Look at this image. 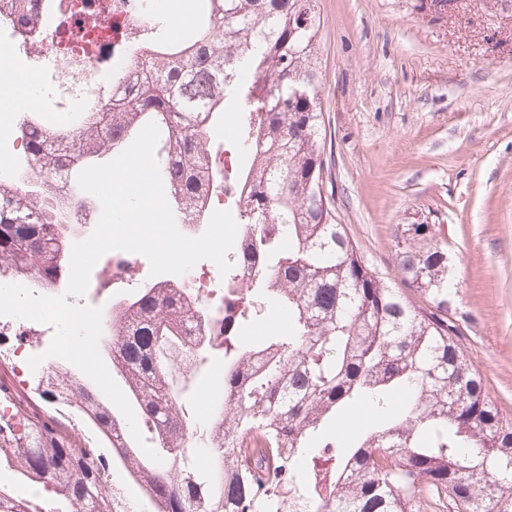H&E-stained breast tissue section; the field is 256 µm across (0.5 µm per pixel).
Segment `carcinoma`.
<instances>
[{
  "instance_id": "1",
  "label": "carcinoma",
  "mask_w": 512,
  "mask_h": 512,
  "mask_svg": "<svg viewBox=\"0 0 512 512\" xmlns=\"http://www.w3.org/2000/svg\"><path fill=\"white\" fill-rule=\"evenodd\" d=\"M178 41L165 31L120 41L143 57L112 77V102L47 140L41 119L20 115L38 169L28 181L0 178V276L63 286L68 202L53 176L63 155L82 167L110 161L149 123L165 195L177 224H206L209 190L224 191L239 234L224 275V319L159 281L112 303L102 350L152 434L153 462L130 441L129 424L82 372L58 363L56 383L36 398L9 393L19 429L0 424V512H36L21 488L34 479L66 512H114L109 463L119 465L150 512H512V417L489 399L449 317L448 256L417 247L412 225L399 248L402 279L428 307L372 270L350 240L325 188V135L316 90L320 17L297 18L303 0H196ZM30 34L42 18L29 0H6ZM237 114L236 165L208 171L211 136ZM288 240V251L280 241ZM253 264L237 278L235 266ZM288 309L286 334L243 336L267 303ZM224 354V396L205 425L186 400L201 364ZM75 407L103 444L77 442L48 407ZM368 406L375 424L343 430ZM205 467L195 463L201 437ZM112 449L107 460L104 449Z\"/></svg>"
}]
</instances>
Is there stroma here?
I'll return each instance as SVG.
<instances>
[{
    "instance_id": "stroma-1",
    "label": "stroma",
    "mask_w": 512,
    "mask_h": 512,
    "mask_svg": "<svg viewBox=\"0 0 512 512\" xmlns=\"http://www.w3.org/2000/svg\"><path fill=\"white\" fill-rule=\"evenodd\" d=\"M323 161L338 223L400 283L414 224L448 248L450 314L488 397L512 416V0H317ZM207 359L197 418L224 390Z\"/></svg>"
}]
</instances>
